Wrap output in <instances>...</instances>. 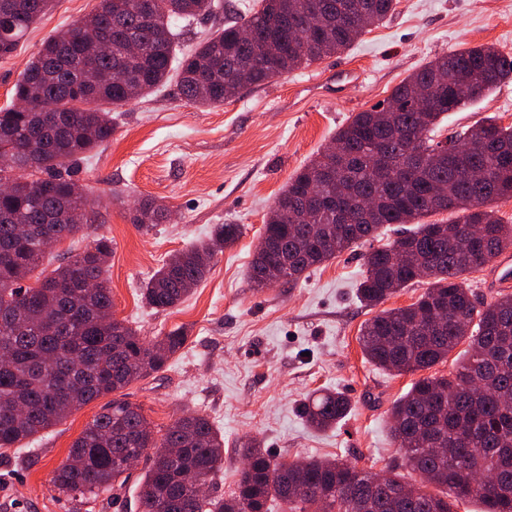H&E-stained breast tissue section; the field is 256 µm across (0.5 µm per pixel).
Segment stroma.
<instances>
[{
	"label": "stroma",
	"mask_w": 512,
	"mask_h": 512,
	"mask_svg": "<svg viewBox=\"0 0 512 512\" xmlns=\"http://www.w3.org/2000/svg\"><path fill=\"white\" fill-rule=\"evenodd\" d=\"M97 4L55 0L16 52L0 57V107L12 103L43 42ZM480 45L512 58V0H396L393 12L349 49L245 88L223 105L194 104L172 80L158 86L119 107L109 142L75 165L88 221L112 241L106 276L115 317L149 340L178 327L188 334L163 370L128 386L124 397L158 432L185 412L209 417L224 436V467L210 495L233 488L239 450L251 442L286 461L342 458L376 473L400 463L389 410L415 376L364 357L360 330L375 310L357 297L364 254L396 239L400 225L383 226L372 245L311 268L290 288H254L248 268L276 197L348 118L383 103L434 57ZM489 117L512 125V80L449 113L440 133L458 134ZM142 199L169 211L166 223L146 233L130 220ZM216 224L241 225L243 234L179 305L146 306L144 282ZM321 390L342 393L351 411L337 427L318 431L306 424L301 406ZM100 407L92 402L20 447L0 448V512H139L144 459L94 499L52 486Z\"/></svg>",
	"instance_id": "stroma-1"
}]
</instances>
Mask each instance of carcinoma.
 I'll return each instance as SVG.
<instances>
[{
	"mask_svg": "<svg viewBox=\"0 0 512 512\" xmlns=\"http://www.w3.org/2000/svg\"><path fill=\"white\" fill-rule=\"evenodd\" d=\"M55 0H0V56L12 53ZM395 0H258L247 18L224 27L180 61L177 87L187 100L221 105L247 85L260 86L345 50L383 21ZM214 0H99L77 26L46 39L14 97L31 109H0V448L48 430L90 402L114 394L73 441L52 478L61 493L85 499L115 484L128 458H149L140 512H454L476 500L482 512H512V295L478 302L466 275L482 270L512 226L484 209L512 200V126L484 120L435 141L450 112L512 80V60L492 46L438 56L401 81L387 106L358 112L328 148L288 181L263 225L268 246L254 254L258 289L296 284L311 267L375 238L386 224H410L393 242L370 248L358 285L377 307L420 280L428 288L406 307L382 309L360 343L374 365L399 374L429 370L461 342L448 375L417 379L390 410L389 429L408 477L372 474L346 460L287 462L254 445L224 497L204 488L224 467V438L207 416L182 414L162 436L140 407L117 396L160 371L186 342L184 329L148 341L114 317L104 277L112 240L92 235L87 198L70 168L107 142L112 112L169 79L173 23L215 11ZM139 46L126 53L127 42ZM43 185L33 193L34 181ZM457 211L450 222L426 215ZM167 220L151 200L131 221L150 229ZM243 234L216 224L207 240L171 255L142 288L156 309L173 308L198 286L210 264ZM92 237L47 275L26 284L48 251L41 237ZM474 324L469 332L461 319ZM351 411L338 392L312 396L302 414L315 429Z\"/></svg>",
	"mask_w": 512,
	"mask_h": 512,
	"instance_id": "obj_1",
	"label": "carcinoma"
}]
</instances>
